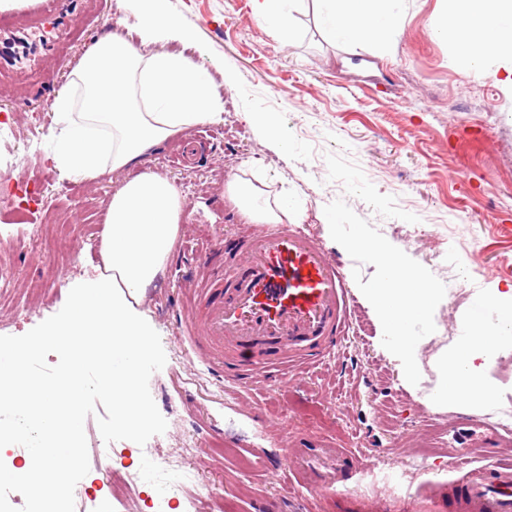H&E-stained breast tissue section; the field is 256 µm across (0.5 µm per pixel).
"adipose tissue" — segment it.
Instances as JSON below:
<instances>
[{
	"mask_svg": "<svg viewBox=\"0 0 512 512\" xmlns=\"http://www.w3.org/2000/svg\"><path fill=\"white\" fill-rule=\"evenodd\" d=\"M165 0H122L137 29L131 43L115 33L98 37L73 66L56 94L55 125L42 143L47 160L73 182L93 181L141 166L146 154L174 134L224 120V100L210 70L169 45L195 42L194 30L172 17ZM296 0H257L263 25L281 40L295 37ZM315 18L336 46L374 51L397 49L407 0H312ZM512 36V0H448L429 26L430 38L452 42L472 72L492 70L512 86V54L501 52L495 35ZM225 195L254 224L300 223L299 199L270 194L229 174ZM100 262L82 281L72 303L48 330L46 345L70 359L91 356L84 337L108 339L112 379L145 372L158 355L150 324L138 310L145 291L161 275L173 252L185 198L174 180L150 170L118 182L103 200Z\"/></svg>",
	"mask_w": 512,
	"mask_h": 512,
	"instance_id": "obj_1",
	"label": "adipose tissue"
}]
</instances>
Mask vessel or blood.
Segmentation results:
<instances>
[{"mask_svg":"<svg viewBox=\"0 0 512 512\" xmlns=\"http://www.w3.org/2000/svg\"><path fill=\"white\" fill-rule=\"evenodd\" d=\"M11 44V63L24 72L28 42L0 30ZM211 253L224 256L223 275L198 281L202 317L183 314L182 340L218 383L246 389L271 371L287 374L314 366L347 337L351 325L348 291L339 267L303 229L271 224L231 243L217 241ZM503 436L474 421L453 435L449 483L430 482L421 493L448 512H512V461L484 459ZM290 485L310 491L348 484L352 471H366L350 448H316L303 442L283 462Z\"/></svg>","mask_w":512,"mask_h":512,"instance_id":"obj_1","label":"vessel or blood"}]
</instances>
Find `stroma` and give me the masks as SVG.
Instances as JSON below:
<instances>
[{
	"label": "stroma",
	"instance_id": "35a3bbf8",
	"mask_svg": "<svg viewBox=\"0 0 512 512\" xmlns=\"http://www.w3.org/2000/svg\"><path fill=\"white\" fill-rule=\"evenodd\" d=\"M437 0H411L395 58L334 46L318 29L309 0L293 14L297 34L281 45L256 13L254 0H167L168 12L192 26L197 44L224 62L235 85L219 88L224 121L202 124L149 152L144 168L174 179L186 198L175 252L163 278L148 290L140 310L159 333L166 364L149 381L167 421L163 434L145 445L105 443L97 424L104 407L88 416V447L106 448L112 474L97 456L83 482L96 498L94 512H346L347 498L412 501L418 512L431 504L418 490L428 481L457 476L448 466V430L463 419L456 407L434 411L404 388L377 348V328L363 303L355 305L349 335L323 364L300 376L270 379L252 392L255 409L221 391L179 339L177 314L210 238L249 231L223 195L229 172L270 190L300 197L308 233L340 265L350 296L354 272L370 278L375 268L355 265L324 234L327 204L342 199L372 221L388 241L412 254L440 280L457 289L435 314L433 338L421 350L423 387H431L436 359L451 346L471 289L512 282V88L491 72L465 74L452 44L428 33ZM123 19L119 0H77L76 14L47 49L36 55L34 74L0 75V182L34 187L38 195L24 215L0 208V229L25 223L45 228V240L68 238L76 255L35 248L28 239L0 249V269L10 286L0 291V345H39L75 287L94 276L103 227L101 202L111 177L74 183L62 178L40 145L53 120L51 102L77 60L106 32L103 15ZM247 88L255 107L271 113L279 136L302 152L283 158L255 127L236 94ZM246 143L240 155L238 143ZM30 165H11L13 154ZM358 169L370 184L358 192L348 173ZM310 439L330 448L367 454L370 471L349 487L348 497H329L289 486L277 464L288 442ZM270 463L263 469L256 457ZM185 475L172 489L165 474L158 492L131 490L127 477L157 458ZM214 494H198L199 485Z\"/></svg>",
	"mask_w": 512,
	"mask_h": 512
}]
</instances>
